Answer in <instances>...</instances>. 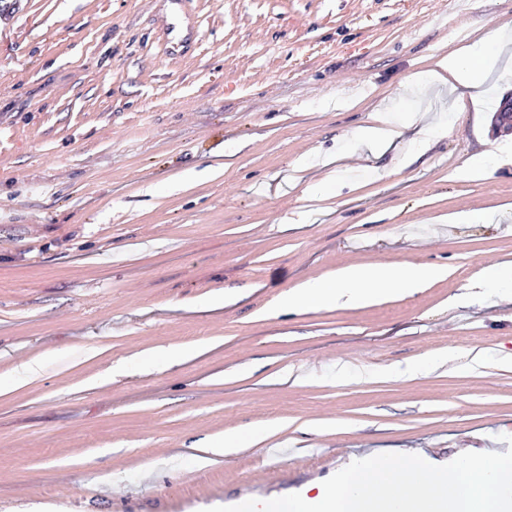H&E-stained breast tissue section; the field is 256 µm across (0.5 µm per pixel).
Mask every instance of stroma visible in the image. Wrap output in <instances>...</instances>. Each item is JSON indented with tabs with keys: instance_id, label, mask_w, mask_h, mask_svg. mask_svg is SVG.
I'll list each match as a JSON object with an SVG mask.
<instances>
[{
	"instance_id": "35a3bbf8",
	"label": "stroma",
	"mask_w": 512,
	"mask_h": 512,
	"mask_svg": "<svg viewBox=\"0 0 512 512\" xmlns=\"http://www.w3.org/2000/svg\"><path fill=\"white\" fill-rule=\"evenodd\" d=\"M188 10L169 56L160 0H0V512H207L380 450L507 451L512 296L480 276L512 266V129L406 82L512 0ZM384 108L403 135L369 159L352 133ZM368 264L449 272L264 313ZM250 428L270 434L218 453Z\"/></svg>"
}]
</instances>
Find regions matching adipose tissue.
<instances>
[{
	"instance_id": "obj_1",
	"label": "adipose tissue",
	"mask_w": 512,
	"mask_h": 512,
	"mask_svg": "<svg viewBox=\"0 0 512 512\" xmlns=\"http://www.w3.org/2000/svg\"><path fill=\"white\" fill-rule=\"evenodd\" d=\"M497 64V54L477 42L450 53L426 73L414 74L409 82L413 85L426 80L436 85L461 83L477 90ZM399 134L398 127L381 113L374 114L354 131L358 143L378 156L386 153ZM445 274V269L429 266L398 270L379 264L351 265L339 270L336 277L307 281L291 289L281 300L270 305L266 313L275 316L286 308L305 311L358 308L413 291Z\"/></svg>"
}]
</instances>
